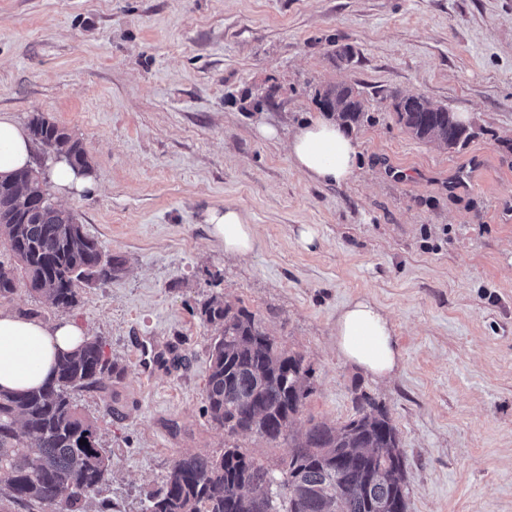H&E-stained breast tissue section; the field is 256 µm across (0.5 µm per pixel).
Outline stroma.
Masks as SVG:
<instances>
[{
  "mask_svg": "<svg viewBox=\"0 0 512 512\" xmlns=\"http://www.w3.org/2000/svg\"><path fill=\"white\" fill-rule=\"evenodd\" d=\"M343 46L352 62L335 59ZM341 82L365 99L349 128L360 162L324 185L285 141ZM273 84L275 106H257ZM394 91L447 106L474 137L452 150L413 138ZM2 112L81 141L97 186L61 204L125 262L72 309L23 286L0 301L73 320L121 368L74 394L112 452L95 494L109 512H142L179 455L224 451L204 411L212 329L197 314L218 292L310 364L296 431L342 426L368 393L398 428L408 512H512V0H0ZM477 154L482 179L452 188ZM227 203L258 226L248 257L202 221ZM303 224L315 248L297 243ZM361 297L400 347L384 382L336 351V317Z\"/></svg>",
  "mask_w": 512,
  "mask_h": 512,
  "instance_id": "35a3bbf8",
  "label": "stroma"
}]
</instances>
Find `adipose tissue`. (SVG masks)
I'll return each instance as SVG.
<instances>
[{"instance_id": "adipose-tissue-1", "label": "adipose tissue", "mask_w": 512, "mask_h": 512, "mask_svg": "<svg viewBox=\"0 0 512 512\" xmlns=\"http://www.w3.org/2000/svg\"><path fill=\"white\" fill-rule=\"evenodd\" d=\"M27 130L8 113H0V178L31 162ZM288 156L315 182L340 185L355 174L358 149L343 124L315 118L299 127L288 143ZM204 221L225 253L240 257L253 252L257 232L248 214L227 204L208 208ZM86 339L70 319L47 324L35 318L0 312V388L25 391L53 376L59 353L75 350ZM336 350L344 360L373 379L392 377L401 358L391 320L368 299L348 302L336 318Z\"/></svg>"}]
</instances>
